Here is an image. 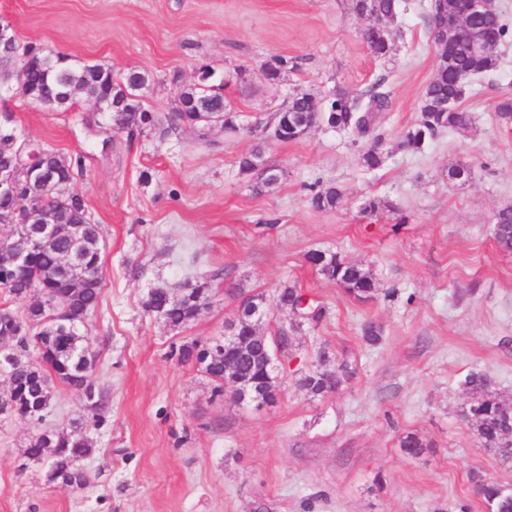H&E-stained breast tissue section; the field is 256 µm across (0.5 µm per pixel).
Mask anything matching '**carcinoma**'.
Wrapping results in <instances>:
<instances>
[{"mask_svg":"<svg viewBox=\"0 0 512 512\" xmlns=\"http://www.w3.org/2000/svg\"><path fill=\"white\" fill-rule=\"evenodd\" d=\"M354 10L359 15L381 18L398 13L400 0H355ZM469 27L478 34H489L497 42L509 33L499 14L472 13ZM365 38L373 55L383 59L390 56L391 45L378 30L369 29ZM22 63L26 66L33 97L49 98L53 101V109L67 110L74 104L72 89L77 87L90 100L100 99L112 104L111 110L106 112L112 129L126 132L131 139L144 132L164 138L181 131L206 143L208 118L218 114L223 115L224 132L234 134L237 131L224 93L207 84L212 75L207 65L201 67L200 81L195 84H184L178 74L172 75L178 97L174 99L172 111L161 113L145 106L140 91L146 87L148 75L138 69L116 74L101 64L77 66L66 55L47 53L33 45L24 48ZM497 67L498 60L490 48L472 51L456 43L448 44L438 55L435 74L421 102V116L404 134L400 146L420 151L445 130H467L472 117L457 102L460 95L458 77L465 73L484 75ZM388 107L386 97L381 94L370 95L369 102L364 104L358 98L339 92L321 111L310 96L295 95L266 127L290 130L284 138L286 142L298 139L295 129L317 123L349 130L368 139ZM27 152L28 145L19 141L14 126L0 128V161L7 159L21 167ZM40 164L52 166L57 179L68 186L83 172L81 163H72L48 148L43 149ZM239 168L243 174L257 175L258 187L262 190L273 188L280 179L275 168L264 166L260 149L242 158ZM340 198L339 190L330 186L314 192L310 203L319 211H329L337 207ZM43 212L57 222L60 233L55 240L27 252L21 259H16L12 234L0 235V289L3 290L0 340L10 341L14 347L12 355L0 358V371L7 373L9 378L7 392L0 395V414L44 421L55 399L53 382L56 381L85 400L93 425L97 426L101 423L104 398L90 381L96 353L86 344L80 327L101 301L103 273L99 227L88 218L85 200L80 195L59 200L54 193L45 200ZM71 225L81 226L84 245L81 260L88 270L87 277L79 285L60 272L68 263L72 249L68 233ZM493 235L498 246L512 250V207L501 209L494 215ZM308 261L320 275L336 282L351 296L368 298L378 292L377 283L369 271L345 261L336 253L314 252L308 255ZM31 290L39 298L23 312L10 307V303L27 298ZM210 290L211 283L205 278L174 283L169 287L156 286L148 291L143 307L167 325L183 327L199 316ZM301 296L302 292L296 286H285L278 291L277 305L289 308ZM256 308H266L264 296L253 295L249 297V305L238 308L237 335H247ZM301 326L300 321L289 326L281 325L263 340L250 341L249 357L234 360L232 370L228 372L224 371V356L212 355V350L224 345L221 336L203 344L181 345L179 360L193 362L214 383L215 393L220 394L224 391V379L231 375L247 386L255 379L270 377L272 371L263 366L264 351L276 347L289 353L293 348L292 333ZM31 348L36 355L29 353ZM347 369L346 363L331 373L317 366L306 372L299 384L313 395L335 392L345 382ZM463 385L474 394L463 417L473 424L481 446L503 462H512V405L498 399L492 390V379L485 372L467 374ZM400 448L409 455L418 456L425 446L418 435L409 433L401 439ZM92 453L83 427L75 426L70 431L44 430L29 441L23 456L33 464H47L49 481L63 489L74 490L87 485L80 461ZM474 480L488 512H512V488L480 475Z\"/></svg>","mask_w":512,"mask_h":512,"instance_id":"obj_1","label":"carcinoma"}]
</instances>
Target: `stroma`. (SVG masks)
Here are the masks:
<instances>
[{
    "mask_svg": "<svg viewBox=\"0 0 512 512\" xmlns=\"http://www.w3.org/2000/svg\"><path fill=\"white\" fill-rule=\"evenodd\" d=\"M427 5L406 0L390 25L394 49L379 60L353 0H0L18 45L148 72L144 99L156 112L173 106L172 75L190 83L209 65L240 125L233 136L212 131L206 147L177 133L131 140L84 96L48 112L0 88V113H13L21 138L83 165L71 189L100 227L103 257L102 301L83 332L107 403L100 426L86 429L94 452L77 492L47 484L23 450L42 428L87 418L80 396L57 386L41 425L0 416V512H485L473 475L512 486V465L482 448L461 414L473 371L512 405V250L492 234L495 213L512 207V122L497 112L512 97V34L495 48L498 70L466 81L460 106L472 127L405 150L436 70ZM276 57L288 66L273 82L265 65ZM379 81L392 105L377 170L362 166L366 144L345 130L320 124L295 141L264 140L290 96L324 108L336 92ZM258 148L280 173L269 192L239 171ZM452 165L468 181L449 179ZM329 186L342 192L337 208H312V193ZM366 198L376 211H362ZM312 251L369 270L378 293L348 295L308 265ZM202 276L212 288L191 324L174 329L145 311L149 288ZM288 284L325 315L294 333L275 405L215 394L172 355L222 334L243 296L271 301ZM369 320L382 328L379 345L361 338ZM345 361L352 372L339 391L298 386L316 364ZM410 433L425 444L416 457L400 448Z\"/></svg>",
    "mask_w": 512,
    "mask_h": 512,
    "instance_id": "1",
    "label": "stroma"
}]
</instances>
